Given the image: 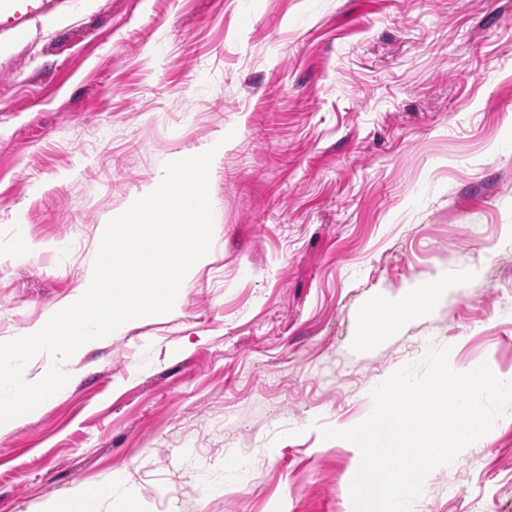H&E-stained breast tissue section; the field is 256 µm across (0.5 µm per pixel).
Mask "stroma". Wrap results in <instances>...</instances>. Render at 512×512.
<instances>
[{"label":"stroma","mask_w":512,"mask_h":512,"mask_svg":"<svg viewBox=\"0 0 512 512\" xmlns=\"http://www.w3.org/2000/svg\"><path fill=\"white\" fill-rule=\"evenodd\" d=\"M1 43L0 341L83 290L165 163L224 153L210 263L0 435V512L87 482L99 512H353L361 455L322 429L432 346L512 374V0H12ZM414 512H512V414ZM443 288L428 283H417L406 296L396 303L382 305L381 312L370 314L368 338L379 339L383 330H395L410 317L423 313L441 295Z\"/></svg>","instance_id":"1"}]
</instances>
